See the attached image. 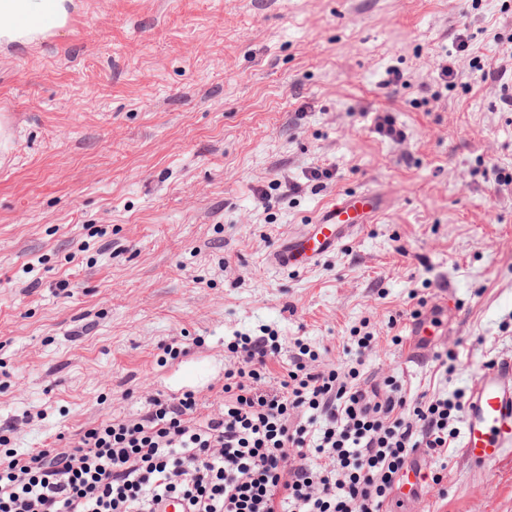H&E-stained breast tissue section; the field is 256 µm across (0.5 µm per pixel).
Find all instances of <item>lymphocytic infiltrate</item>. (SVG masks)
Listing matches in <instances>:
<instances>
[{"label": "lymphocytic infiltrate", "mask_w": 512, "mask_h": 512, "mask_svg": "<svg viewBox=\"0 0 512 512\" xmlns=\"http://www.w3.org/2000/svg\"><path fill=\"white\" fill-rule=\"evenodd\" d=\"M224 409L205 414L195 393L147 398L62 448L20 452L0 435V512H156L167 497L189 512H387L421 458L441 460L459 432L464 393L407 395L396 379L355 364L319 366L295 341L281 378L268 382L276 336L227 345Z\"/></svg>", "instance_id": "obj_1"}]
</instances>
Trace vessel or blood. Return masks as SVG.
<instances>
[{"mask_svg": "<svg viewBox=\"0 0 512 512\" xmlns=\"http://www.w3.org/2000/svg\"><path fill=\"white\" fill-rule=\"evenodd\" d=\"M383 203L368 190L341 194L308 224L288 236L269 256L271 265L309 269L373 223ZM512 447V358L481 367L465 409L463 448L468 460L485 467Z\"/></svg>", "mask_w": 512, "mask_h": 512, "instance_id": "obj_1", "label": "vessel or blood"}]
</instances>
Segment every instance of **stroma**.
<instances>
[{
  "mask_svg": "<svg viewBox=\"0 0 512 512\" xmlns=\"http://www.w3.org/2000/svg\"><path fill=\"white\" fill-rule=\"evenodd\" d=\"M510 50L512 0H74L61 35L0 47L11 448L63 447L157 394L220 413L226 344L266 330L331 367L368 333L366 375L470 392L512 357V112L473 65ZM392 69L404 85L386 86ZM382 111L401 139L367 121ZM365 189L375 223L310 269L267 264ZM421 299L440 326L414 357ZM173 336L192 345L169 360ZM443 475L446 498L396 493L389 512H512V453L477 468L454 447Z\"/></svg>",
  "mask_w": 512,
  "mask_h": 512,
  "instance_id": "35a3bbf8",
  "label": "stroma"
}]
</instances>
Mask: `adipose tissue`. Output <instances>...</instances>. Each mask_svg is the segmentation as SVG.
Here are the masks:
<instances>
[{
  "label": "adipose tissue",
  "instance_id": "1",
  "mask_svg": "<svg viewBox=\"0 0 512 512\" xmlns=\"http://www.w3.org/2000/svg\"><path fill=\"white\" fill-rule=\"evenodd\" d=\"M73 0H0V46L26 47L58 34Z\"/></svg>",
  "mask_w": 512,
  "mask_h": 512
}]
</instances>
